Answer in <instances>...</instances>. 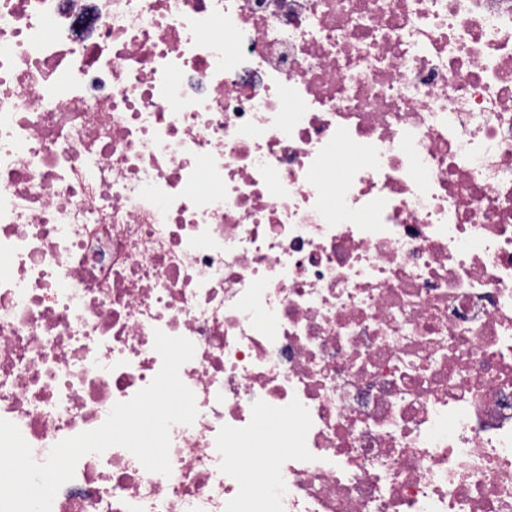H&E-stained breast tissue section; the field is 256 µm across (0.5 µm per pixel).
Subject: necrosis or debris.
Segmentation results:
<instances>
[{"mask_svg": "<svg viewBox=\"0 0 512 512\" xmlns=\"http://www.w3.org/2000/svg\"><path fill=\"white\" fill-rule=\"evenodd\" d=\"M0 260L36 461L195 346L52 512H512V0H0Z\"/></svg>", "mask_w": 512, "mask_h": 512, "instance_id": "4bbe7bcc", "label": "necrosis or debris"}]
</instances>
